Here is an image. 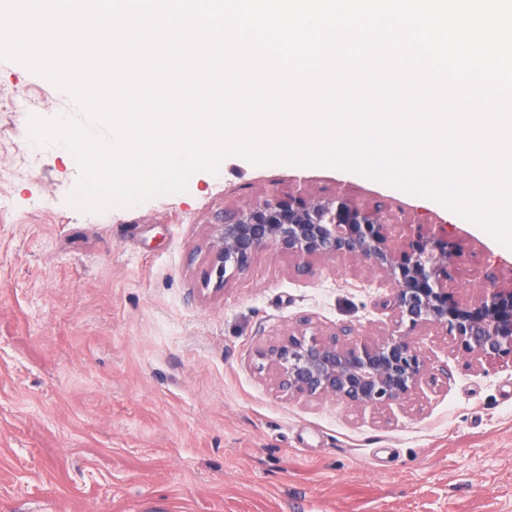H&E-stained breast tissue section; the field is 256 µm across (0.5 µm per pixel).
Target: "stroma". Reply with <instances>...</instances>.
Here are the masks:
<instances>
[{
  "mask_svg": "<svg viewBox=\"0 0 512 512\" xmlns=\"http://www.w3.org/2000/svg\"><path fill=\"white\" fill-rule=\"evenodd\" d=\"M0 512H512V364L463 370L449 339L415 340L439 368L377 411L278 392L258 350L309 321L373 338L391 325L378 276L344 260L305 275L259 251L223 291L203 285L225 209L275 193L394 200L433 214L471 259L512 250L438 203L335 169L239 157L184 193L81 211L75 157L36 143L30 117L60 89L12 61L0 92Z\"/></svg>",
  "mask_w": 512,
  "mask_h": 512,
  "instance_id": "35a3bbf8",
  "label": "stroma"
}]
</instances>
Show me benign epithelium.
<instances>
[{"label":"benign epithelium","instance_id":"1","mask_svg":"<svg viewBox=\"0 0 512 512\" xmlns=\"http://www.w3.org/2000/svg\"><path fill=\"white\" fill-rule=\"evenodd\" d=\"M276 248L302 273L315 259L343 258L375 273L390 290L383 306L391 328L368 340L345 327L307 334L309 322L291 328L258 351L277 391L334 398L354 407L382 408L412 395L435 368L413 333L434 330L451 339L466 369L512 361V272L486 267L479 291L461 294L457 275L464 254L432 224H406L392 205L351 207L336 196L267 195L246 208L224 211L208 239L204 284L224 289L246 272L255 255Z\"/></svg>","mask_w":512,"mask_h":512}]
</instances>
